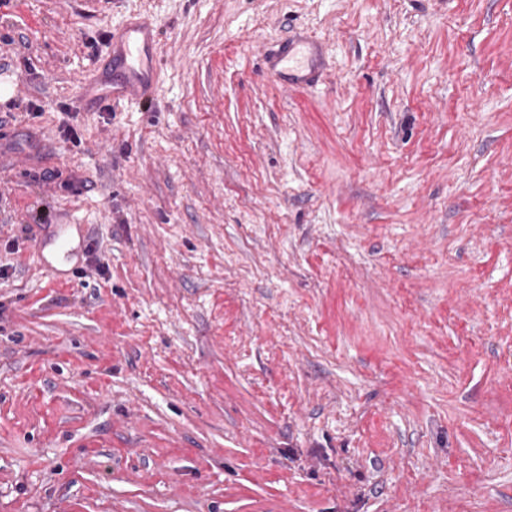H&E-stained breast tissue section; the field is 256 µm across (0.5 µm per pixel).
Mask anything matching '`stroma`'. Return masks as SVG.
<instances>
[{
    "instance_id": "stroma-1",
    "label": "stroma",
    "mask_w": 512,
    "mask_h": 512,
    "mask_svg": "<svg viewBox=\"0 0 512 512\" xmlns=\"http://www.w3.org/2000/svg\"><path fill=\"white\" fill-rule=\"evenodd\" d=\"M0 80V512H512V0H0ZM155 27L147 19L128 22L112 32L107 59L103 61L101 77L119 72L120 79L112 81L108 93L110 104L119 101H138L144 106L154 101L159 63L153 48ZM308 52L307 65H303L304 52ZM285 64H288V81L285 79ZM269 71L273 78L296 85L299 83L314 84L315 78L311 75L312 68H321L322 60L315 44L288 39V54H278L274 59L268 60ZM302 71L305 73L301 74ZM310 75V76H309Z\"/></svg>"
}]
</instances>
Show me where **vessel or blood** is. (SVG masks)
<instances>
[{"mask_svg":"<svg viewBox=\"0 0 512 512\" xmlns=\"http://www.w3.org/2000/svg\"><path fill=\"white\" fill-rule=\"evenodd\" d=\"M156 41L155 27L147 19L128 22L113 32L109 52L103 62V72L118 73V81L112 82L108 93L109 102L137 101L151 105L157 84L159 64L153 48ZM269 71L276 80H288L289 84H311L312 68L321 67L322 60L315 44L297 40L289 41L288 51L269 60Z\"/></svg>","mask_w":512,"mask_h":512,"instance_id":"obj_1","label":"vessel or blood"}]
</instances>
